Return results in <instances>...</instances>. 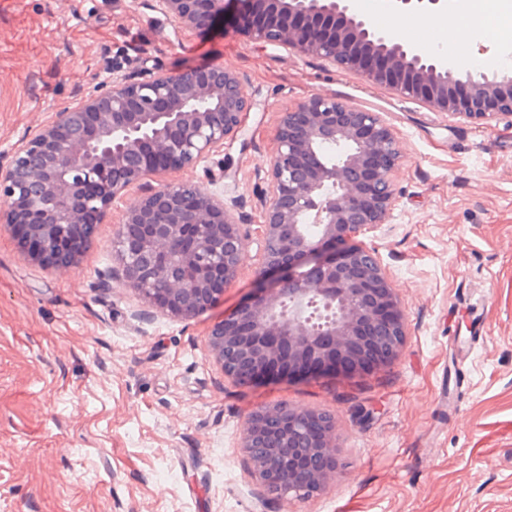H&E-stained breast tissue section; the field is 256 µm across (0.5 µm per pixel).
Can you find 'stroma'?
I'll list each match as a JSON object with an SVG mask.
<instances>
[{
  "instance_id": "stroma-1",
  "label": "stroma",
  "mask_w": 512,
  "mask_h": 512,
  "mask_svg": "<svg viewBox=\"0 0 512 512\" xmlns=\"http://www.w3.org/2000/svg\"><path fill=\"white\" fill-rule=\"evenodd\" d=\"M427 48L441 14L387 10ZM217 63L253 100L223 154L170 173L257 224L282 113L314 93L381 113L396 200L366 240L401 296L398 359L350 380L246 387L205 356L256 285L259 253L203 316L172 320L112 280L114 203L77 266L30 260L0 226V512H512V127L463 122L216 22L178 31L155 0H0V162L94 84ZM485 337L457 364L455 336ZM287 402L336 416L346 461L308 501L267 502L240 434Z\"/></svg>"
}]
</instances>
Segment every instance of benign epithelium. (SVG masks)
I'll list each match as a JSON object with an SVG mask.
<instances>
[{
    "instance_id": "7a95c632",
    "label": "benign epithelium",
    "mask_w": 512,
    "mask_h": 512,
    "mask_svg": "<svg viewBox=\"0 0 512 512\" xmlns=\"http://www.w3.org/2000/svg\"><path fill=\"white\" fill-rule=\"evenodd\" d=\"M442 0H394L437 12ZM178 30L229 21L252 41L320 58L459 120L512 127V76L460 68L403 42L352 0H157ZM253 101L222 66L113 78L50 121L0 163V225L33 261L70 268V227L100 221L148 177L157 187L126 205L113 230L121 285L163 315L193 319L224 298L259 240L257 286L206 333L205 351L237 384L361 376L396 360L406 315L365 237L395 201L400 141L381 113L315 93L283 112L267 169L262 223L247 230L224 197L163 176L197 167L236 137ZM336 319L317 330L308 306ZM240 448L268 499L305 500L344 467L336 417L286 403L245 422Z\"/></svg>"
}]
</instances>
